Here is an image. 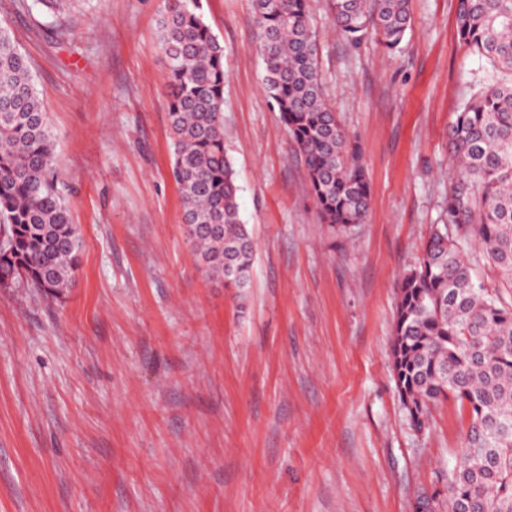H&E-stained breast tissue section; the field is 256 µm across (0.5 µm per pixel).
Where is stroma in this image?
<instances>
[{"mask_svg": "<svg viewBox=\"0 0 512 512\" xmlns=\"http://www.w3.org/2000/svg\"><path fill=\"white\" fill-rule=\"evenodd\" d=\"M458 0H410L400 47L349 45L306 0L324 95L371 188L362 224L320 217L262 84L253 0H203L224 45V150L255 260L247 288L199 266L171 171L164 0H0L31 58L81 230L71 288H0V512H414L468 419L408 423L389 349L395 282L459 172L448 132L492 68ZM70 38L58 43L54 27Z\"/></svg>", "mask_w": 512, "mask_h": 512, "instance_id": "obj_1", "label": "stroma"}]
</instances>
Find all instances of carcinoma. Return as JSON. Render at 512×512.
<instances>
[{"mask_svg": "<svg viewBox=\"0 0 512 512\" xmlns=\"http://www.w3.org/2000/svg\"><path fill=\"white\" fill-rule=\"evenodd\" d=\"M66 2L30 0L26 8L56 14ZM329 9L352 45L371 33L394 50L411 26L408 0H329ZM253 22L265 90L324 221L347 232L364 221L370 188L358 148L324 98L305 0H255ZM457 34L500 76L481 84L452 123L450 159L460 178L446 219L397 283L390 365L416 430L429 427L443 401L468 414L460 456L437 477L444 489L421 494L416 512H512V0H458ZM159 38L187 239L208 275L243 289L255 246L224 151V46L202 0H166ZM0 236V270L62 297L80 267L81 231L59 193L54 135L30 60L2 24ZM484 263L496 273L492 287L475 274Z\"/></svg>", "mask_w": 512, "mask_h": 512, "instance_id": "1", "label": "carcinoma"}]
</instances>
